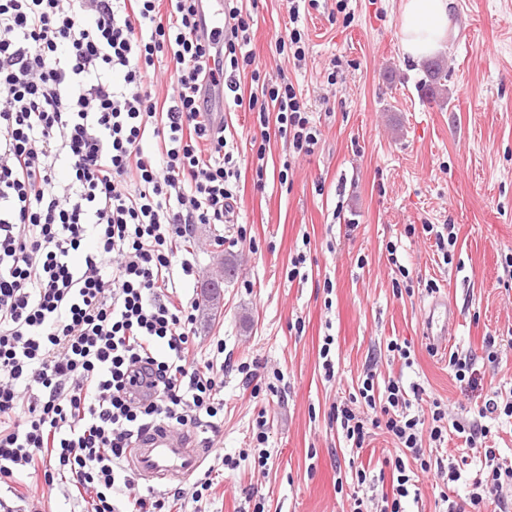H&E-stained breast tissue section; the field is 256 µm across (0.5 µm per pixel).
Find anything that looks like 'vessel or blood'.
<instances>
[{"label":"vessel or blood","instance_id":"vessel-or-blood-1","mask_svg":"<svg viewBox=\"0 0 512 512\" xmlns=\"http://www.w3.org/2000/svg\"><path fill=\"white\" fill-rule=\"evenodd\" d=\"M448 301L434 296L421 312V332L427 344L438 353L448 350V329L455 324ZM205 450L197 436L163 424L143 431L126 454V464L146 483L193 475L201 466Z\"/></svg>","mask_w":512,"mask_h":512}]
</instances>
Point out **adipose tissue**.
Returning a JSON list of instances; mask_svg holds the SVG:
<instances>
[{
	"instance_id": "1",
	"label": "adipose tissue",
	"mask_w": 512,
	"mask_h": 512,
	"mask_svg": "<svg viewBox=\"0 0 512 512\" xmlns=\"http://www.w3.org/2000/svg\"><path fill=\"white\" fill-rule=\"evenodd\" d=\"M457 0H401L399 40L405 56L420 61L444 50L456 33Z\"/></svg>"
}]
</instances>
